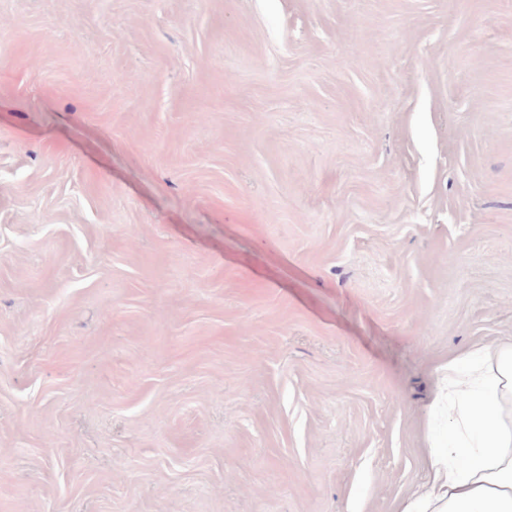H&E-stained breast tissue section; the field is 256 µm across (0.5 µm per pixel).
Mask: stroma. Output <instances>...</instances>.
Wrapping results in <instances>:
<instances>
[{"label":"stroma","instance_id":"obj_1","mask_svg":"<svg viewBox=\"0 0 512 512\" xmlns=\"http://www.w3.org/2000/svg\"><path fill=\"white\" fill-rule=\"evenodd\" d=\"M512 336V0H0V512H396Z\"/></svg>","mask_w":512,"mask_h":512}]
</instances>
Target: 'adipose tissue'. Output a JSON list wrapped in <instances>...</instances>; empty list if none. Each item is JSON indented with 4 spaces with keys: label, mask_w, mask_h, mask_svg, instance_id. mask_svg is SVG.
<instances>
[{
    "label": "adipose tissue",
    "mask_w": 512,
    "mask_h": 512,
    "mask_svg": "<svg viewBox=\"0 0 512 512\" xmlns=\"http://www.w3.org/2000/svg\"><path fill=\"white\" fill-rule=\"evenodd\" d=\"M427 480L398 512H512V337L437 364Z\"/></svg>",
    "instance_id": "adipose-tissue-1"
}]
</instances>
